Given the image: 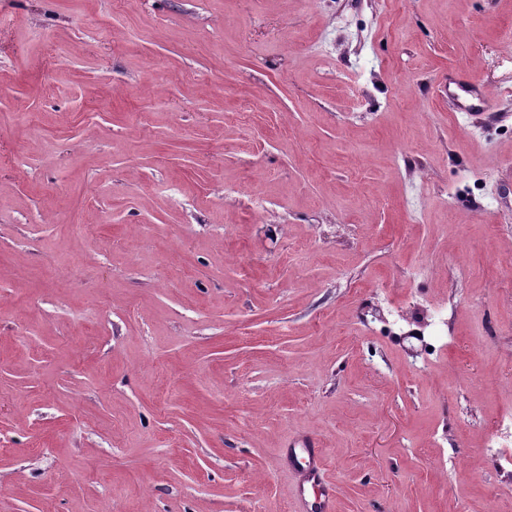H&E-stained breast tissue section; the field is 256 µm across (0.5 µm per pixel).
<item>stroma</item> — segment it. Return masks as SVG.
<instances>
[{"instance_id": "stroma-1", "label": "stroma", "mask_w": 512, "mask_h": 512, "mask_svg": "<svg viewBox=\"0 0 512 512\" xmlns=\"http://www.w3.org/2000/svg\"><path fill=\"white\" fill-rule=\"evenodd\" d=\"M511 42L512 0H0V512H306L299 439L335 512H512ZM496 427L498 428L499 437L501 441H498L494 447L498 453V457L506 465L512 464V415L510 412H506L500 416L497 421Z\"/></svg>"}]
</instances>
